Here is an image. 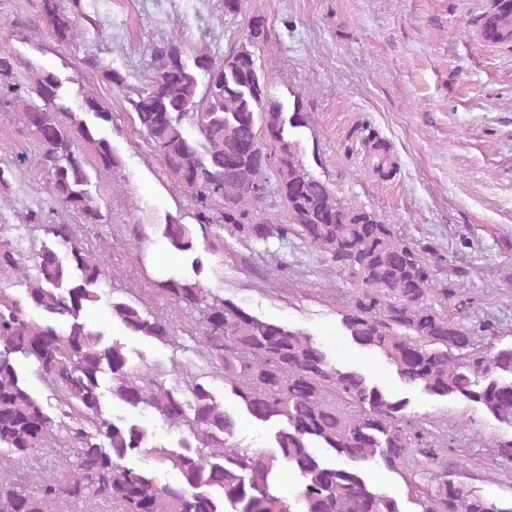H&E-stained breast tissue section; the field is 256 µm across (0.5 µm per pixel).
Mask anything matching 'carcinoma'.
I'll return each mask as SVG.
<instances>
[{
	"label": "carcinoma",
	"mask_w": 512,
	"mask_h": 512,
	"mask_svg": "<svg viewBox=\"0 0 512 512\" xmlns=\"http://www.w3.org/2000/svg\"><path fill=\"white\" fill-rule=\"evenodd\" d=\"M40 13L58 43L81 37L60 0H40ZM269 34L268 20L254 15L220 59L200 51L189 63L173 42L153 47L159 67L132 100L134 122L166 178L192 202L194 220H170L163 239L195 272L198 231L225 227L245 242L299 240L354 286L341 312L347 341L425 394L473 404L512 427V345H478L462 318L464 285L438 287L433 250L401 238L375 211L344 204L306 167L295 138L310 120L302 98L285 106L256 66L255 50ZM0 111L39 140L54 205L81 224L100 223L93 179L112 178L123 166L99 135L112 113L88 95L72 107L54 72L4 50ZM277 206L286 220L269 216ZM40 228L47 241L36 253V274L19 294L0 283V450L32 462L59 422L76 456L33 490L21 478L1 482L0 512H51L61 501H94L106 512H406L356 466L369 461L401 477L411 512H512V496L487 498L459 480L469 471L458 449L434 434L431 421L408 415L407 400L337 364L308 332L210 295L194 276L155 282L153 290L186 310L204 306L203 326L190 333L204 368L186 373L182 389L158 374L131 372L122 344L83 320L109 271L72 225ZM0 271H23L9 242L0 241ZM112 318L161 344L175 336L167 320L133 300L112 303ZM31 367L60 395L53 415L24 377ZM213 373L240 411L278 423L272 447L234 443L237 412L217 402ZM106 375L112 399L181 428L177 445H153L137 421L107 418ZM134 455L160 457L177 481L158 483L148 468L127 463ZM284 469L301 481L292 498L280 489Z\"/></svg>",
	"instance_id": "obj_1"
}]
</instances>
